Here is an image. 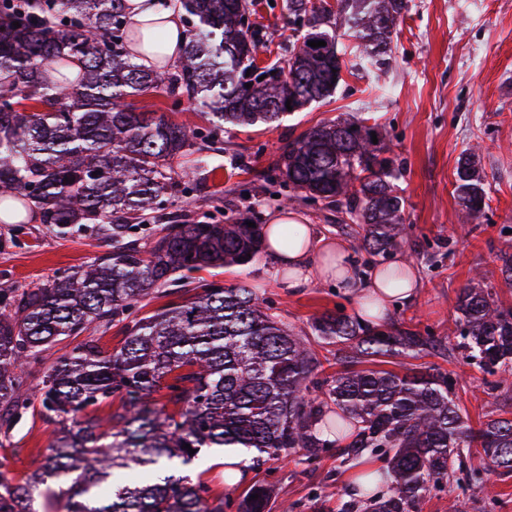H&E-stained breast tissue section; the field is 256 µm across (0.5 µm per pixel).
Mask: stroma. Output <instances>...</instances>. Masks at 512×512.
<instances>
[{
    "label": "stroma",
    "instance_id": "obj_1",
    "mask_svg": "<svg viewBox=\"0 0 512 512\" xmlns=\"http://www.w3.org/2000/svg\"><path fill=\"white\" fill-rule=\"evenodd\" d=\"M253 19L267 34L258 61L287 60L292 23L285 0H255ZM393 45L387 72L343 74L329 98L278 122L225 125L200 150L179 159V166L195 163L199 169L187 191L173 193L165 213L191 222L248 217L265 224L287 210L358 243L362 227L335 208L294 196L276 166L283 148L307 129L337 118L366 119L405 168L398 186L409 227L390 258L410 259L421 279L415 301L394 310L386 324L449 336L458 294L475 273L512 301L497 259L499 250L512 252V0H408ZM465 151L480 158L486 194L480 217L466 223L454 193L457 161ZM7 234L15 243L0 251V283L14 288L39 285L106 251L92 237L52 233L35 217L13 230L0 224V237ZM196 278L226 287L248 283L298 331L309 330L311 318L327 310L357 313L343 289L315 282L290 290L265 252L253 264L204 269ZM428 366L457 378L455 401L471 425L512 417V385L490 388L486 374L458 352L404 358L396 368ZM51 435L38 414H27L13 428L10 447H0V474L23 477L31 450L47 448ZM223 456L222 450L210 451L193 473L223 494L224 512H237L245 492L257 484L269 491L267 512H338L351 498L346 479L354 465L340 463L332 452L308 465L301 464L297 449L276 461L246 452L248 475L233 486L225 479ZM418 512H512V473H490L481 488L464 491L451 484L430 492Z\"/></svg>",
    "mask_w": 512,
    "mask_h": 512
}]
</instances>
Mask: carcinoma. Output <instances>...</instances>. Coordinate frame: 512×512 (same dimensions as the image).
I'll use <instances>...</instances> for the list:
<instances>
[{"instance_id": "cac0c4a2", "label": "carcinoma", "mask_w": 512, "mask_h": 512, "mask_svg": "<svg viewBox=\"0 0 512 512\" xmlns=\"http://www.w3.org/2000/svg\"><path fill=\"white\" fill-rule=\"evenodd\" d=\"M125 2L0 0V212L32 205L55 233L83 231L111 247L34 288H0V434L9 438L31 407L23 366L92 327L123 322L126 332L110 353L91 339L54 359L39 389L54 442L32 456L24 477L0 478V512H34V493L50 480L64 512H224V496L188 474L213 448H253L270 460L300 448L308 462L334 448L344 463L363 453L385 463L388 494L373 493L364 473L369 500L344 502L339 512H417L460 470L469 488L491 471L512 473V418L473 428L450 374L350 368L321 378L308 340L245 284L202 283L192 297L139 315L142 299L186 287L199 270L254 262L263 242L260 224L197 221L163 224L141 249L131 221L164 210L176 178L191 176L173 161L193 153L203 128L132 98L163 92L176 109L186 99L215 127L275 122L335 91L346 66L340 28L358 41L361 64L388 66L407 0H336L334 24L331 9L288 0L297 38L285 65L260 73L266 32L250 21L248 0H180L187 32L173 71L132 61L125 43L159 50L165 33L158 25L128 31ZM75 60L82 72L72 84ZM373 131L361 121L314 127L283 148L278 169L296 196L334 203L364 225L359 247L385 260L405 230L395 186L404 168L386 143L372 142ZM455 183L465 216L477 217L485 191L475 154L461 155ZM311 331L336 345L338 358L348 348L369 360L446 348L441 336L363 326L338 311L313 317ZM455 333L463 358L499 374L495 385L508 381L512 303L493 284L460 291ZM475 448L486 463H468ZM266 508L259 485L237 506Z\"/></svg>"}]
</instances>
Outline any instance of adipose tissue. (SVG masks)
Returning <instances> with one entry per match:
<instances>
[{"instance_id": "adipose-tissue-1", "label": "adipose tissue", "mask_w": 512, "mask_h": 512, "mask_svg": "<svg viewBox=\"0 0 512 512\" xmlns=\"http://www.w3.org/2000/svg\"><path fill=\"white\" fill-rule=\"evenodd\" d=\"M127 7L132 27L157 21L169 34L161 53L132 44L128 47L129 54L147 68L166 69L176 64L185 39L177 11L160 8L154 0H128ZM285 225L293 227L296 233L294 242L288 246L282 245L279 239V230ZM264 237L265 249L290 289L296 291L316 281L336 282L353 296L359 314L375 321H383L396 307L411 303L420 292L418 272L407 261L388 268L376 266L367 274H358L349 242L325 236L315 225L299 223L296 214H274L264 227ZM391 272L397 275V282L388 281Z\"/></svg>"}]
</instances>
